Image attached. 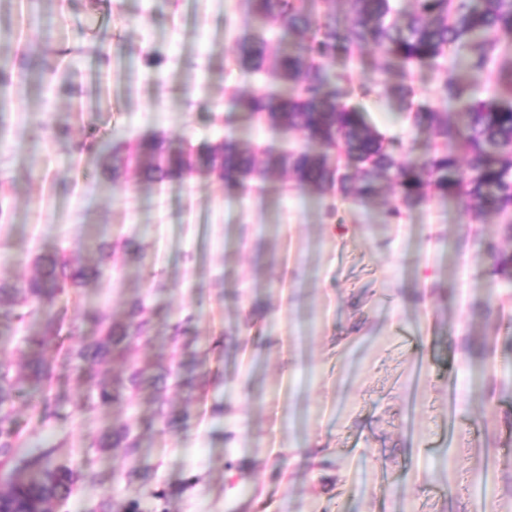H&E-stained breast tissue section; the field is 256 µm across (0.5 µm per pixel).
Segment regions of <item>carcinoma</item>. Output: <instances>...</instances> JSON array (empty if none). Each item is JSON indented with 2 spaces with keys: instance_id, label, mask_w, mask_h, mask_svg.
<instances>
[{
  "instance_id": "carcinoma-1",
  "label": "carcinoma",
  "mask_w": 512,
  "mask_h": 512,
  "mask_svg": "<svg viewBox=\"0 0 512 512\" xmlns=\"http://www.w3.org/2000/svg\"><path fill=\"white\" fill-rule=\"evenodd\" d=\"M246 13L264 26L283 29L298 40L295 51L272 52L265 33L232 37V53L244 74L270 73L283 87L281 91L256 89L248 94L233 93L227 111L243 113L289 132H299L323 145L324 154L306 151L276 153L264 151L265 164L257 165V152L228 136L206 146L198 155L181 149L172 152L162 138L116 141L89 133L81 148L95 150L115 160L112 179L123 166H135L147 182L181 177L196 167L216 175L229 189L252 178L267 179L285 172L296 183L321 195L336 190L344 198L366 201L377 196L380 181H393L399 205L388 215L398 219L433 194L459 198L475 212L512 211V58L502 57L499 33L512 36V0H415V9L404 13L394 0H346L349 20L326 11L317 16L306 0H242ZM371 43L381 53V67L390 72L402 69L404 82L394 95L413 123L427 126L433 135L457 144V151L438 150L423 165L406 159L401 141L387 138L369 125L361 100L376 93L377 84L358 79L351 72L333 75L327 64L343 55L349 57ZM451 46L473 50L470 70L493 84V94L472 100L466 85L446 80L440 99L459 103L455 120L438 112L427 102H416L417 91L408 82L416 67L437 65ZM344 160V172L329 160ZM113 246H99L100 257L91 267H73L59 254L36 257L38 276L25 284L11 285L0 280V297L23 294L24 305L12 310L8 320L23 325L44 303L68 288H79L90 279L106 276L112 269L109 258ZM493 272L512 283V254L494 255ZM102 326V335L66 352V361L82 380L91 398L78 409L90 411L123 401L146 382L145 369L136 366L126 380L108 384L99 379L100 358L112 354L124 358L133 347L149 340L152 317L144 301L132 300L128 321L114 323L105 314H91ZM60 335L56 321H44L40 333L26 339L29 350L27 374L14 377L0 363V454L6 456L23 445V431L14 417L16 400L27 394V385L50 382L55 368L39 352L48 336ZM131 430L123 425L112 438L96 441L99 448L137 447ZM26 476L14 479L10 471L0 479L7 491L0 496V512H50L54 503L72 496L76 473L63 465L44 462L41 457L24 461Z\"/></svg>"
}]
</instances>
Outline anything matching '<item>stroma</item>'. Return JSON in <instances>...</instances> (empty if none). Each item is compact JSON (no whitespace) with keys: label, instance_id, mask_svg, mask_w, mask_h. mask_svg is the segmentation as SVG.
<instances>
[{"label":"stroma","instance_id":"obj_1","mask_svg":"<svg viewBox=\"0 0 512 512\" xmlns=\"http://www.w3.org/2000/svg\"><path fill=\"white\" fill-rule=\"evenodd\" d=\"M6 42L46 52L51 71L10 72L12 105L0 117V279L23 282L35 257L59 251L90 265L117 243L112 273L58 294L44 315L62 320L42 354L100 334L87 311L125 321L145 299L147 344L100 366L105 379L132 365L166 374L177 359L188 382L87 414V388L58 368L50 395L58 417L36 422L15 404L27 445L9 466L41 454L79 474L66 505L89 512H512V288L493 272L487 244L512 254L503 214L430 197L386 217L398 197H322L286 174L226 189L196 172L160 183L135 170L120 180L101 159L74 158L91 130L115 138L164 136L172 149L230 134L277 150L316 142L246 115L215 112L229 93L273 85L242 74L233 35L251 28L240 0H15L0 6ZM467 48L413 73L438 99L447 79L487 98L468 74ZM380 53L366 46L330 62L377 84ZM368 122L422 163L440 144L385 93L363 100ZM67 131L57 139V131ZM186 320V333L172 327ZM41 322L0 324V362L24 375L23 339ZM126 424L135 450L92 442Z\"/></svg>","mask_w":512,"mask_h":512}]
</instances>
